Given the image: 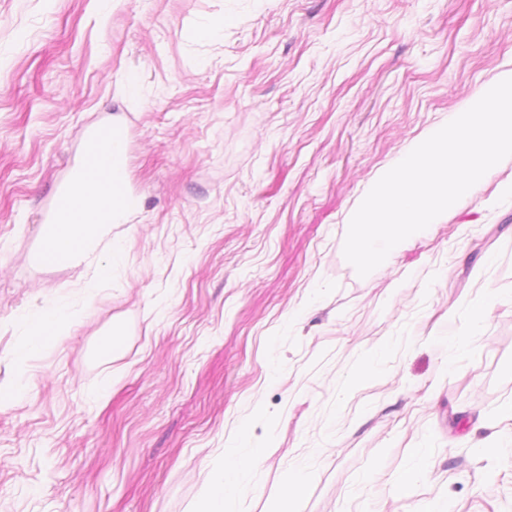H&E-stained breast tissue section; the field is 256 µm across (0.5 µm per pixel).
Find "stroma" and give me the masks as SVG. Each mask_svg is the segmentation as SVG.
Returning <instances> with one entry per match:
<instances>
[{
  "label": "stroma",
  "instance_id": "stroma-1",
  "mask_svg": "<svg viewBox=\"0 0 512 512\" xmlns=\"http://www.w3.org/2000/svg\"><path fill=\"white\" fill-rule=\"evenodd\" d=\"M511 63L512 0H0V512H198L228 447L254 468L226 512L303 471L296 512H512V157L387 265L343 254L382 171ZM113 115L138 204L112 277L45 268ZM53 304L75 325L18 371Z\"/></svg>",
  "mask_w": 512,
  "mask_h": 512
}]
</instances>
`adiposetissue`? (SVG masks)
<instances>
[{"mask_svg": "<svg viewBox=\"0 0 512 512\" xmlns=\"http://www.w3.org/2000/svg\"><path fill=\"white\" fill-rule=\"evenodd\" d=\"M112 144L95 161L81 159L77 164L80 191L70 198L59 222L44 225L42 246L36 255L47 266L92 264L98 276L112 274L111 258L102 256L100 246L115 225L129 221L133 200L123 177L125 139L121 117H113ZM246 468L213 470L205 492L203 512H223L227 496L245 491Z\"/></svg>", "mask_w": 512, "mask_h": 512, "instance_id": "obj_1", "label": "adipose tissue"}]
</instances>
